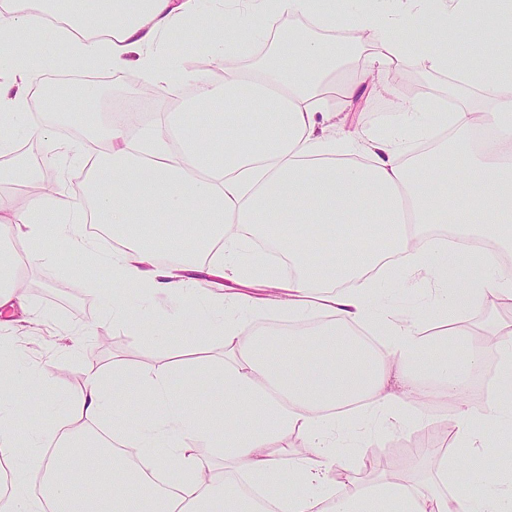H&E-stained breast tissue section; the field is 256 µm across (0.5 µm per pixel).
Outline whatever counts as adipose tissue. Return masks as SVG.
<instances>
[{
	"mask_svg": "<svg viewBox=\"0 0 512 512\" xmlns=\"http://www.w3.org/2000/svg\"><path fill=\"white\" fill-rule=\"evenodd\" d=\"M210 14L190 38L237 57L247 49L240 32L268 35L286 16L307 18L322 31L374 33V48L358 79L335 83L348 46L288 34L278 48L247 69L228 68L218 82L195 80L193 96L153 121L139 113L97 122L107 151L80 194L32 195L25 208L0 194V241L25 243L24 254L0 252V331L36 320L16 273L21 262L43 264L57 249L105 266L115 288L110 315L136 325L126 303L134 290L163 307L149 335L189 347L196 337H221L231 367L183 365L141 380L155 408L144 417L129 401L123 370L87 373L76 399L50 383L45 368L29 377L17 368L24 354L11 344L0 360V459L11 465V512H256L234 478L248 477L278 512H512V495L495 492L512 475V326H496L493 345L476 340L461 323L476 311H496L512 300V0H211ZM200 0H0V129L46 144L51 155L70 153L54 136L57 114L32 124L25 99L36 82L13 41L21 33L42 39L47 19L64 12L57 38L70 63L100 59L120 72L137 67L144 86L158 93L179 74L160 66L162 37L199 13ZM417 54L456 83L501 90L482 110L490 143L475 150L473 110L439 109L425 97L411 102L381 130L337 129V107H351L375 70ZM204 117L207 134L194 132ZM451 128L456 139L436 154H419L421 141ZM458 194L449 198L448 185ZM72 219L45 226L49 209ZM113 232L133 224H160L157 239L128 242L99 253L85 235L87 220ZM294 226L272 235L296 272L282 280L263 271L264 257L245 246L241 228ZM315 224L318 238L301 227ZM448 224L450 246L421 234ZM399 264L384 275L432 286V307L409 310L379 304L375 267L382 256ZM238 281L265 278L279 292L282 315L321 317L314 330L276 335L273 349L246 334L243 314L251 296L204 292L194 274ZM384 336L369 351L354 332ZM498 362L497 389L484 399L465 397L468 380L487 350ZM220 388L222 402L206 403L202 385ZM389 427L423 431L431 403L447 398L452 431L432 486L381 480L358 486L357 467L346 478L354 492L337 490L335 408L358 397ZM417 399L414 415L405 406ZM125 403L118 413L117 403ZM44 411L25 425L27 407ZM112 430V443L95 432ZM291 432L305 435L306 452L290 458L270 450ZM211 448L204 464L187 446ZM53 443L46 451L45 443ZM26 456H19V449ZM491 452L497 467L466 468L464 452ZM44 473L41 498L26 491L30 465Z\"/></svg>",
	"mask_w": 512,
	"mask_h": 512,
	"instance_id": "obj_1",
	"label": "adipose tissue"
}]
</instances>
